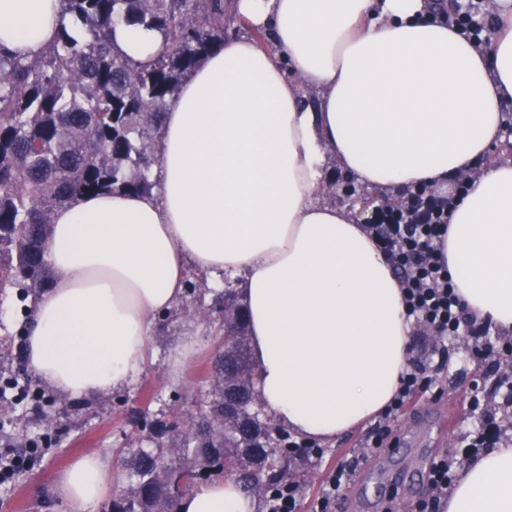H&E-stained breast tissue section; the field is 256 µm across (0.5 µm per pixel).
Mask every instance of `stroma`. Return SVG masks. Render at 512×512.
<instances>
[{
    "label": "stroma",
    "instance_id": "1",
    "mask_svg": "<svg viewBox=\"0 0 512 512\" xmlns=\"http://www.w3.org/2000/svg\"><path fill=\"white\" fill-rule=\"evenodd\" d=\"M192 281L178 306L158 318L148 362L134 384L90 400L67 397L34 379L22 329L41 295L0 289V454H20L39 439L51 440L29 468L0 482V512H67L55 491L57 479L73 460L91 452L110 462L112 488L120 490L126 485L122 461L140 447L143 424L172 438L177 424L197 414L211 395L212 361L224 350L216 321L225 285L202 273ZM187 336L196 337L197 345L176 380L171 362ZM441 380L440 394H422L402 417L393 434L396 453L358 458L369 431L363 425L325 444L317 462L284 458L288 478L302 484L300 512H309L326 473L354 457L357 482L339 498L337 512H413L428 495L427 483L383 488L384 469L408 467L418 451L432 459L448 456L458 473L470 458L469 444L485 430L498 439L512 435V407L503 404L507 386L487 362L473 358L471 347L449 341Z\"/></svg>",
    "mask_w": 512,
    "mask_h": 512
}]
</instances>
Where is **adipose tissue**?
I'll list each match as a JSON object with an SVG mask.
<instances>
[{
    "mask_svg": "<svg viewBox=\"0 0 512 512\" xmlns=\"http://www.w3.org/2000/svg\"><path fill=\"white\" fill-rule=\"evenodd\" d=\"M232 12L272 47L226 40L185 80L159 187L55 211L53 286L28 326L27 367L76 399L124 388L187 267L239 275L265 411L326 444L385 411L414 332L386 252L324 199L328 157L356 184L399 193L468 174L442 257L466 315L512 330V162L485 160L512 102V0H495L486 47L448 26L437 0H233ZM60 26L59 0H0V46L19 57ZM111 483L110 463L89 454L56 493L68 512H92ZM178 512L256 503L234 479H209ZM444 512H512V440L470 459Z\"/></svg>",
    "mask_w": 512,
    "mask_h": 512,
    "instance_id": "adipose-tissue-1",
    "label": "adipose tissue"
}]
</instances>
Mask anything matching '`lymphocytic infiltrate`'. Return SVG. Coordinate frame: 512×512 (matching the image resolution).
<instances>
[{
    "label": "lymphocytic infiltrate",
    "instance_id": "1",
    "mask_svg": "<svg viewBox=\"0 0 512 512\" xmlns=\"http://www.w3.org/2000/svg\"><path fill=\"white\" fill-rule=\"evenodd\" d=\"M451 207V198L424 193L405 213L385 210L377 223L368 227L403 274L401 283L411 315L434 334L433 344H421L418 355L410 359L392 404L375 421L370 438L375 448L381 447L412 398L426 392L434 368V343L457 335L466 319L439 247Z\"/></svg>",
    "mask_w": 512,
    "mask_h": 512
}]
</instances>
